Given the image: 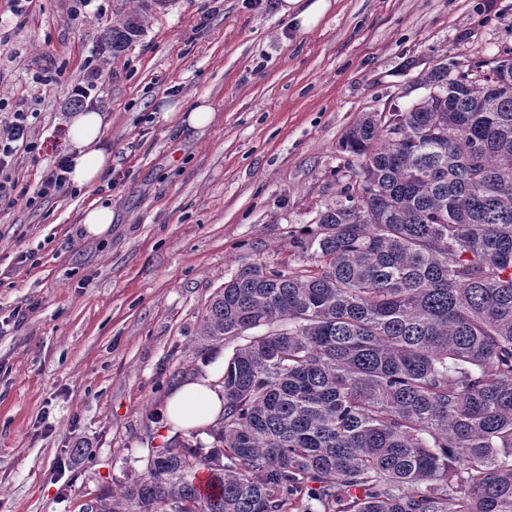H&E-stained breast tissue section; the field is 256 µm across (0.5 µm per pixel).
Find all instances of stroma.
I'll return each mask as SVG.
<instances>
[{"label":"stroma","instance_id":"35a3bbf8","mask_svg":"<svg viewBox=\"0 0 512 512\" xmlns=\"http://www.w3.org/2000/svg\"><path fill=\"white\" fill-rule=\"evenodd\" d=\"M276 2L169 0L115 54L101 31L130 0H0V101L40 99L42 149L16 176L36 185L67 153V88L91 62L116 176L0 212V512H86L143 474L168 392L245 343L200 336L214 294L243 268L302 264L345 182V130L419 101L422 70L512 52V0H334L309 31ZM203 98L205 129L153 116ZM105 200L112 233L86 238Z\"/></svg>","mask_w":512,"mask_h":512}]
</instances>
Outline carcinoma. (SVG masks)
Instances as JSON below:
<instances>
[{"label": "carcinoma", "instance_id": "carcinoma-1", "mask_svg": "<svg viewBox=\"0 0 512 512\" xmlns=\"http://www.w3.org/2000/svg\"><path fill=\"white\" fill-rule=\"evenodd\" d=\"M416 83L344 133L358 164L308 264L244 268L210 300L200 335L246 340L210 448L167 441L86 512H512V58Z\"/></svg>", "mask_w": 512, "mask_h": 512}]
</instances>
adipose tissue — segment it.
I'll return each mask as SVG.
<instances>
[{
	"label": "adipose tissue",
	"instance_id": "ef3b65f1",
	"mask_svg": "<svg viewBox=\"0 0 512 512\" xmlns=\"http://www.w3.org/2000/svg\"><path fill=\"white\" fill-rule=\"evenodd\" d=\"M105 116L98 110L76 115L71 125L69 173L78 188L100 185L112 168V154L104 144ZM224 371L215 367L173 388L165 403V424L171 430L191 432L204 429L224 413Z\"/></svg>",
	"mask_w": 512,
	"mask_h": 512
}]
</instances>
